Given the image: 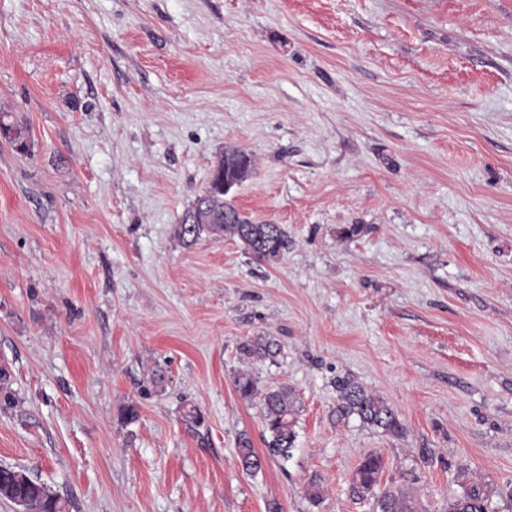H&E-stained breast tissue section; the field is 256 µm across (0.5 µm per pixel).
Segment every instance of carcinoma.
Returning a JSON list of instances; mask_svg holds the SVG:
<instances>
[{
  "mask_svg": "<svg viewBox=\"0 0 512 512\" xmlns=\"http://www.w3.org/2000/svg\"><path fill=\"white\" fill-rule=\"evenodd\" d=\"M251 157L244 151L224 153L214 166L208 185L195 197L182 223L177 225V236L185 241H195L203 232L222 234L239 239L254 256L270 260L278 258L288 248V236L279 224H246L240 211L231 202L224 201V178L241 183L248 177ZM264 422L272 436L271 451L285 455L292 447L295 433L289 417L292 401L286 389L269 392L264 397ZM338 410L344 415H356L360 420L385 432L397 434L400 422L387 402L368 393L359 384H343ZM238 455L247 469L261 468V459L248 439L239 441ZM383 469L380 456H365L356 471L358 492L373 493ZM14 495L25 500L27 512H62L57 495L43 483L32 478L13 485ZM379 512H413V505L400 495L385 491L377 500ZM448 512H486V499L480 488L473 486L448 500Z\"/></svg>",
  "mask_w": 512,
  "mask_h": 512,
  "instance_id": "1",
  "label": "carcinoma"
}]
</instances>
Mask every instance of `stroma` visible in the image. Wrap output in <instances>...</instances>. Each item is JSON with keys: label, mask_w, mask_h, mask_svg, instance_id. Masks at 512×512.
I'll return each instance as SVG.
<instances>
[{"label": "stroma", "mask_w": 512, "mask_h": 512, "mask_svg": "<svg viewBox=\"0 0 512 512\" xmlns=\"http://www.w3.org/2000/svg\"><path fill=\"white\" fill-rule=\"evenodd\" d=\"M0 120V466L64 512H378L375 453L416 512H512V0H0ZM233 149L278 260L175 234ZM338 410L344 415H357L360 420L384 432L397 434L402 430L400 422L387 402L368 393L354 381L343 384ZM264 422L272 436L271 451L286 455L295 440L292 422V401L288 390L268 392L264 397ZM383 465V461L378 455L369 454L363 458L356 471L358 492L363 494L373 493L374 488L379 483ZM486 499L478 486L464 489L461 495L448 500V512H485Z\"/></svg>", "instance_id": "1"}]
</instances>
